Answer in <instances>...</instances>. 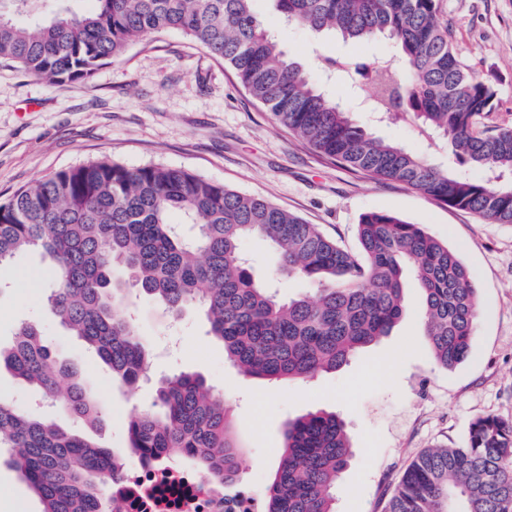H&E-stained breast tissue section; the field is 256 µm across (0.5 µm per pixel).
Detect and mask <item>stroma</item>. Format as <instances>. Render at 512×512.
<instances>
[{
  "label": "stroma",
  "mask_w": 512,
  "mask_h": 512,
  "mask_svg": "<svg viewBox=\"0 0 512 512\" xmlns=\"http://www.w3.org/2000/svg\"><path fill=\"white\" fill-rule=\"evenodd\" d=\"M253 8L281 50L308 65L314 81L359 125L442 168H456L446 140L425 133L410 116L369 111L353 91L380 81L381 62L398 52L393 40L318 39L286 23L272 0H254ZM438 18L464 65L496 86L494 124L512 126V0H440ZM327 57L346 61L348 73L327 78L321 67ZM102 157L130 167H181L263 197L351 252L359 249L363 214H394L447 243L475 280L479 299L471 352L453 368L431 355L412 288L408 316L347 365L308 382L272 383L240 374L198 312H188L176 328L164 307L141 298L135 322L155 355L148 379L128 387L58 326L44 303L43 262L25 254L5 273L13 288L0 296V341L9 342L24 319L42 323L48 344L79 366L102 406L106 424L93 437L103 447L124 451L126 423L154 400L160 379L197 374L223 392L241 477L258 492L278 465L287 423L323 410L345 422L354 448L336 487V512H383L420 452L464 447L476 418L512 420V224L486 222L326 159L275 124L223 60L179 32L131 45L84 81L50 84L0 64V201L52 172ZM40 509L22 475L1 463L0 512Z\"/></svg>",
  "instance_id": "obj_1"
}]
</instances>
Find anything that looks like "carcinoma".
<instances>
[{
    "label": "carcinoma",
    "mask_w": 512,
    "mask_h": 512,
    "mask_svg": "<svg viewBox=\"0 0 512 512\" xmlns=\"http://www.w3.org/2000/svg\"><path fill=\"white\" fill-rule=\"evenodd\" d=\"M34 0H0V62L53 83L89 79L127 47L172 30L224 60L244 88L298 139L377 180L418 189L485 221L512 224V127L491 124L497 90L469 71L436 20L438 0H274L290 22L363 41L385 35L401 54L384 61L389 78L368 97L377 112H405L448 142L459 166L443 170L358 125L288 57L252 9L253 0H48L55 12L21 23ZM185 218L189 231L172 221ZM269 244L278 267L254 272L242 244ZM352 253L317 225L267 199L240 193L187 169L127 167L101 159L56 172L0 201V270L36 250L49 313L92 349L112 379L132 386L146 374L147 344L122 306L130 292L179 318L201 310L242 374L272 382L314 378L347 364L390 334L422 295L418 317L435 360L446 368L470 354L477 288L448 245L420 224L380 211L361 216ZM283 275L310 294L282 298ZM5 368L59 404L86 428L104 415L80 369L56 356L40 326L23 322L0 346ZM130 457L184 456L228 484L240 478L224 397L200 376L161 379L151 405L127 423ZM20 471L41 512H115L108 489L121 463L83 430H64L0 400V451ZM353 454L343 421L317 411L288 424L268 486L266 512H335L336 484ZM384 512H512V421L481 417L464 448H432L406 469Z\"/></svg>",
    "instance_id": "cac0c4a2"
}]
</instances>
